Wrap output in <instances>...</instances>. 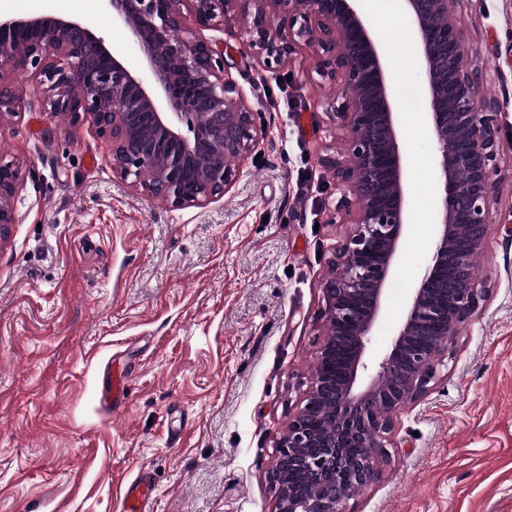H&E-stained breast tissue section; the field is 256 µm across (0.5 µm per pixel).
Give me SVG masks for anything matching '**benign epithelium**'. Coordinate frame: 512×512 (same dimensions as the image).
<instances>
[{"mask_svg": "<svg viewBox=\"0 0 512 512\" xmlns=\"http://www.w3.org/2000/svg\"><path fill=\"white\" fill-rule=\"evenodd\" d=\"M102 2L143 52L145 74L128 69L96 28L77 18L0 15V55L34 69L48 110L75 123L90 120L110 145L112 169L172 208L223 197L263 136L247 98L225 75L224 53L199 30L236 28L242 53L277 66L305 46L319 83L341 88L325 111L344 131L353 163L334 152L321 163L343 187L335 215L349 230L322 286L320 372L276 443L267 481L275 512H345L379 479L396 413L428 393L457 329L486 300L473 270L489 234L501 103L480 101L482 69L460 65L466 44L448 0H394L422 77L438 221L429 261L371 371L367 355L384 327L410 202L400 88L367 0ZM16 103L0 73V117L13 114ZM19 184L15 164L0 156V238L15 223ZM343 345L349 358L338 381L334 364ZM352 447L360 454L351 455ZM284 469L297 471V488L284 490Z\"/></svg>", "mask_w": 512, "mask_h": 512, "instance_id": "7a95c632", "label": "benign epithelium"}]
</instances>
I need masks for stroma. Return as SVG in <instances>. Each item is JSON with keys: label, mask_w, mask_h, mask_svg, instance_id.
Instances as JSON below:
<instances>
[{"label": "stroma", "mask_w": 512, "mask_h": 512, "mask_svg": "<svg viewBox=\"0 0 512 512\" xmlns=\"http://www.w3.org/2000/svg\"><path fill=\"white\" fill-rule=\"evenodd\" d=\"M10 11L94 25L143 71L101 0H11ZM484 93L503 99V152L478 276L481 313L459 332L427 395L401 411L389 460L347 512H512V0L459 13ZM224 50L265 136L235 186L203 208L134 193L90 122L44 109L34 71L14 77L0 154L21 173L0 241V512H117L121 482L147 469L151 512H274L266 474L322 341V283L348 227L320 162L340 131L313 55L266 67L237 32ZM411 222L397 280L432 248L436 172L420 109H403ZM130 373L119 413L101 406L110 363Z\"/></svg>", "instance_id": "obj_1"}]
</instances>
